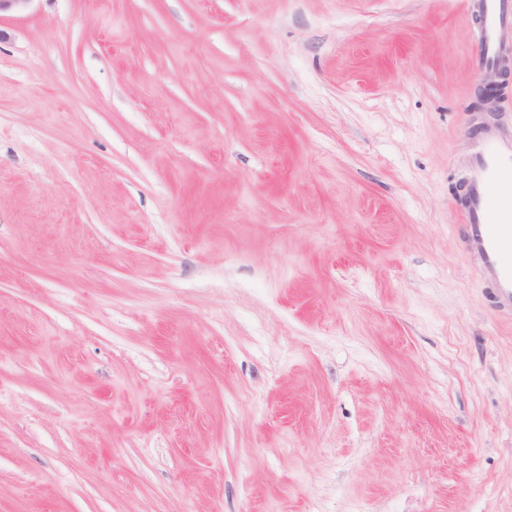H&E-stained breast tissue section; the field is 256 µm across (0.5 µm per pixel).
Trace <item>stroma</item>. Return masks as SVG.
Listing matches in <instances>:
<instances>
[{
    "label": "stroma",
    "instance_id": "obj_1",
    "mask_svg": "<svg viewBox=\"0 0 512 512\" xmlns=\"http://www.w3.org/2000/svg\"><path fill=\"white\" fill-rule=\"evenodd\" d=\"M464 0L0 15V512H512L463 250Z\"/></svg>",
    "mask_w": 512,
    "mask_h": 512
}]
</instances>
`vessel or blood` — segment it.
Masks as SVG:
<instances>
[{"label":"vessel or blood","mask_w":512,"mask_h":512,"mask_svg":"<svg viewBox=\"0 0 512 512\" xmlns=\"http://www.w3.org/2000/svg\"><path fill=\"white\" fill-rule=\"evenodd\" d=\"M480 19V70H496L512 61V0H468ZM466 191L458 212L463 247L479 276L512 303V131L479 125L464 162Z\"/></svg>","instance_id":"1"}]
</instances>
